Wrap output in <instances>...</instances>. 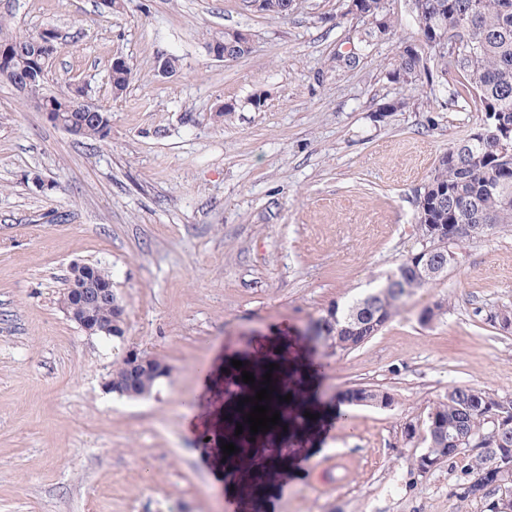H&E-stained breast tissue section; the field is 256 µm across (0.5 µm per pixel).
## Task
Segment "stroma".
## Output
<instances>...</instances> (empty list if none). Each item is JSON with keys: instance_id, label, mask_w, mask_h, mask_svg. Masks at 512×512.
<instances>
[{"instance_id": "obj_1", "label": "stroma", "mask_w": 512, "mask_h": 512, "mask_svg": "<svg viewBox=\"0 0 512 512\" xmlns=\"http://www.w3.org/2000/svg\"><path fill=\"white\" fill-rule=\"evenodd\" d=\"M346 4L297 0L278 19L245 0H0L13 33L62 44L44 93L79 81L112 114L107 139L75 137L0 83V512H226L197 454L222 430L183 424L197 367L283 324L327 366L322 399L370 387L393 406H348L273 512H483L456 496L463 459L411 472L418 448L401 429L454 386L512 396V331L487 321L512 309V232L462 244L356 349L306 334L418 249V190L482 126L444 89L393 78L400 47L421 39L405 0H389L391 32L343 64L371 28ZM228 29L252 40L233 62L207 50ZM169 56L179 70L157 76ZM116 58L133 72L118 97ZM74 262L111 275L124 338L63 312ZM130 347L171 367L145 398L104 388Z\"/></svg>"}]
</instances>
